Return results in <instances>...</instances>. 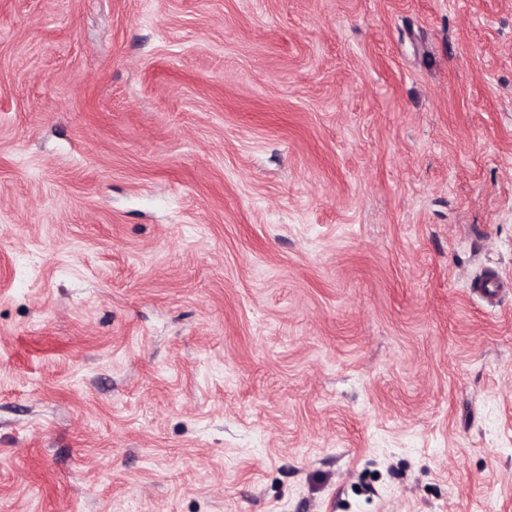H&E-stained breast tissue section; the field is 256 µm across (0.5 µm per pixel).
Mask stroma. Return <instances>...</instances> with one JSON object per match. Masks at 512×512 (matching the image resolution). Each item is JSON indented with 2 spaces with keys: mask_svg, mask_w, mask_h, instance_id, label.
<instances>
[{
  "mask_svg": "<svg viewBox=\"0 0 512 512\" xmlns=\"http://www.w3.org/2000/svg\"><path fill=\"white\" fill-rule=\"evenodd\" d=\"M512 0H0V512H512Z\"/></svg>",
  "mask_w": 512,
  "mask_h": 512,
  "instance_id": "stroma-1",
  "label": "stroma"
}]
</instances>
